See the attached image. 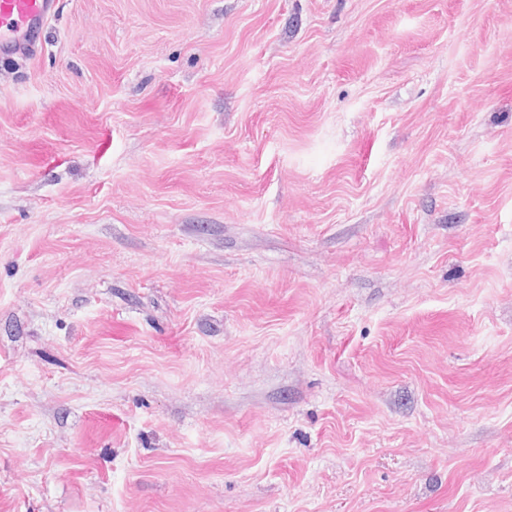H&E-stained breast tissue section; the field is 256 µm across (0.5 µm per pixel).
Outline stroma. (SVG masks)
I'll list each match as a JSON object with an SVG mask.
<instances>
[{"instance_id":"obj_1","label":"stroma","mask_w":512,"mask_h":512,"mask_svg":"<svg viewBox=\"0 0 512 512\" xmlns=\"http://www.w3.org/2000/svg\"><path fill=\"white\" fill-rule=\"evenodd\" d=\"M0 55V512H512V0H59Z\"/></svg>"}]
</instances>
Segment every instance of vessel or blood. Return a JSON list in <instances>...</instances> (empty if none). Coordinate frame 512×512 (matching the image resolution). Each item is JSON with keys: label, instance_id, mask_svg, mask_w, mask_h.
<instances>
[{"label": "vessel or blood", "instance_id": "b4317fda", "mask_svg": "<svg viewBox=\"0 0 512 512\" xmlns=\"http://www.w3.org/2000/svg\"><path fill=\"white\" fill-rule=\"evenodd\" d=\"M58 0H0V54L37 50Z\"/></svg>", "mask_w": 512, "mask_h": 512}]
</instances>
